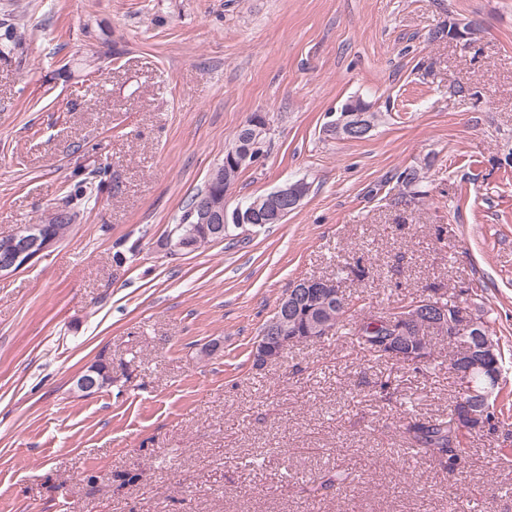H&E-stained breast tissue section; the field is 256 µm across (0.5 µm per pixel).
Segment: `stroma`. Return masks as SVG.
<instances>
[{
	"mask_svg": "<svg viewBox=\"0 0 512 512\" xmlns=\"http://www.w3.org/2000/svg\"><path fill=\"white\" fill-rule=\"evenodd\" d=\"M471 45L432 39L448 20ZM0 235L71 207L58 247L0 279V512H512V424L455 470L403 430L458 393L345 332L256 366L291 283L326 276L349 322L438 290L512 351V0H0ZM381 118L339 139L351 97ZM271 148L229 200L288 180L283 223L162 247L235 133ZM417 169L420 195L396 173ZM108 389L76 378L98 356ZM352 483L312 495V479Z\"/></svg>",
	"mask_w": 512,
	"mask_h": 512,
	"instance_id": "stroma-1",
	"label": "stroma"
}]
</instances>
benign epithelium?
<instances>
[{"label":"benign epithelium","mask_w":512,"mask_h":512,"mask_svg":"<svg viewBox=\"0 0 512 512\" xmlns=\"http://www.w3.org/2000/svg\"><path fill=\"white\" fill-rule=\"evenodd\" d=\"M300 203L296 192V186L287 182L277 190L271 192L267 198L264 209H259L258 204H253L249 211L241 208L234 210L229 206H220L218 203L209 202L203 205L197 214L200 224H229L240 226L250 225L256 220H278L283 209L280 205ZM41 224H19L8 235L0 237V253L8 251V262L0 265V277H10L20 270L28 267L51 248L55 243L51 240L40 241ZM292 290V298L280 300L273 317L263 327L256 342L254 355L268 364L279 360L288 348L298 344V341L309 342L320 340L332 333V327L319 320L311 323L309 335L290 336L280 328L281 320L288 315V301H297L309 295H325L327 299L336 301L337 310L345 308L346 297L337 288L336 282L319 278H302L297 280ZM425 326L436 335L451 337L457 341V352L453 361V374L465 387H473L474 379L478 375L486 377L484 392L479 394V400L487 401L499 384L500 375L493 371L489 365V356L493 354L494 342L485 334L483 327L474 317L466 314L461 307L445 308L433 302V297L424 296L411 305L402 309L397 315V327L387 341L390 349H407L405 356L412 362L422 359L429 350V341L424 336L413 338L410 330L414 327Z\"/></svg>","instance_id":"7a95c632"}]
</instances>
